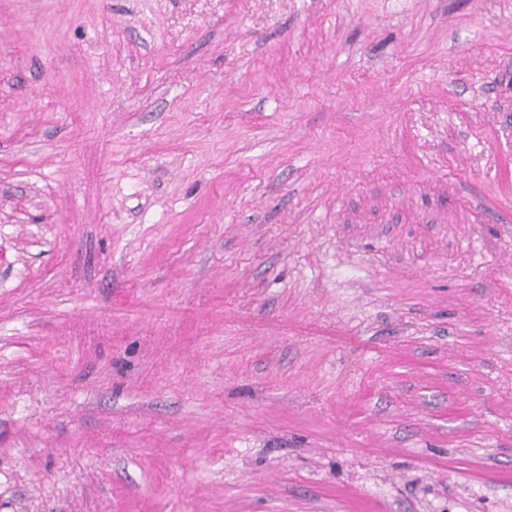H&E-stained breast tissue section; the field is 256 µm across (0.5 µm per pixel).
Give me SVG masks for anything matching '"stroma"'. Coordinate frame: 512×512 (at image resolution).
<instances>
[{"mask_svg":"<svg viewBox=\"0 0 512 512\" xmlns=\"http://www.w3.org/2000/svg\"><path fill=\"white\" fill-rule=\"evenodd\" d=\"M512 0H0V512H512Z\"/></svg>","mask_w":512,"mask_h":512,"instance_id":"1","label":"stroma"}]
</instances>
